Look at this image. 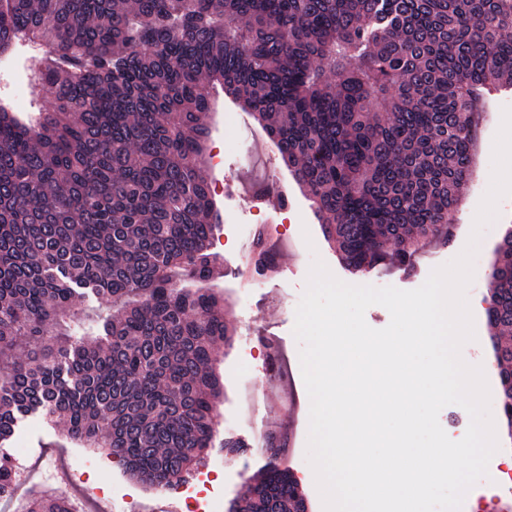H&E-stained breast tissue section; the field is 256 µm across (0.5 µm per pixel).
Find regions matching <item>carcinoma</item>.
Segmentation results:
<instances>
[{"label": "carcinoma", "instance_id": "cac0c4a2", "mask_svg": "<svg viewBox=\"0 0 512 512\" xmlns=\"http://www.w3.org/2000/svg\"><path fill=\"white\" fill-rule=\"evenodd\" d=\"M44 53L36 125L0 108V441L43 411L134 479L209 448L233 327L209 282L208 88L254 114L354 272L449 239L483 90L512 86V0H0V52ZM486 310L512 428V232ZM112 306L74 330L77 290ZM24 512H72L32 494ZM227 512H308L270 463Z\"/></svg>", "mask_w": 512, "mask_h": 512}]
</instances>
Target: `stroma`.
Here are the masks:
<instances>
[{
    "label": "stroma",
    "instance_id": "1",
    "mask_svg": "<svg viewBox=\"0 0 512 512\" xmlns=\"http://www.w3.org/2000/svg\"><path fill=\"white\" fill-rule=\"evenodd\" d=\"M219 109L209 112L206 122L210 135L206 148L219 147L224 151V174L232 182L230 198L216 197L217 206L225 207L233 217L232 223L220 225L218 237L223 246L215 247L219 257L218 272L209 286L221 292L227 303L226 317L235 327V335L229 346L223 347L218 370L224 382V396L217 410L219 425L212 446L200 460L201 465L223 461L228 475L224 498L232 500L245 489L250 477L264 467L268 456L257 453L253 445L258 435L252 420L241 412L246 394L259 396L265 403L268 415L267 429L272 433L295 430L297 447L284 448L279 459L281 466L289 468L301 481V487L310 503L311 512H323L321 496L312 481L313 469L306 457L309 431L310 399L307 391L299 393V408L284 409L280 400L272 396L271 386L262 374L263 356L259 339L263 336L277 338L286 352L294 380H301L299 344L293 330L296 308L306 288L307 277L313 259H320L338 279L355 285L376 287L393 286L402 290L420 287L431 271L446 264L465 248L479 203L486 193L491 177L493 141L500 126L502 110L512 107V88L497 90L489 95L479 127L473 157V172L459 198L456 222L450 242L433 240L423 245L412 257L408 268L391 264L383 265L368 273H351L342 263L338 251L321 232L311 203L281 162L276 148L265 145L266 133L249 113L239 109L223 93H216ZM231 112L238 127L252 131L255 142L240 148L232 130L222 121L223 112ZM251 150L253 164H244V150ZM276 182L285 192L287 204L270 199L264 204H254L248 199L251 189L264 179ZM290 207L289 223H282L281 210ZM498 215L485 225L476 245L477 256L473 260V279L467 286V299H481L482 305L472 312L475 338L464 344L461 355L472 366H485L492 361L489 343L485 301L490 295L494 249L508 225L512 224V195L498 203ZM266 220L274 230L282 252L281 271L268 277L248 280L240 272V252L255 230L256 218ZM233 435L247 441L246 451L229 454L224 449L225 436ZM27 451L28 463L41 473L43 488H57L60 496H69L67 488L57 487L59 470L71 467L83 449L65 438L61 430L42 413L20 417L13 435L0 442V455H11L15 448ZM92 483L110 488L118 483L131 487L136 493L139 512H152L160 503L159 495L145 485L136 482L112 457L102 459L101 468L91 475Z\"/></svg>",
    "mask_w": 512,
    "mask_h": 512
}]
</instances>
